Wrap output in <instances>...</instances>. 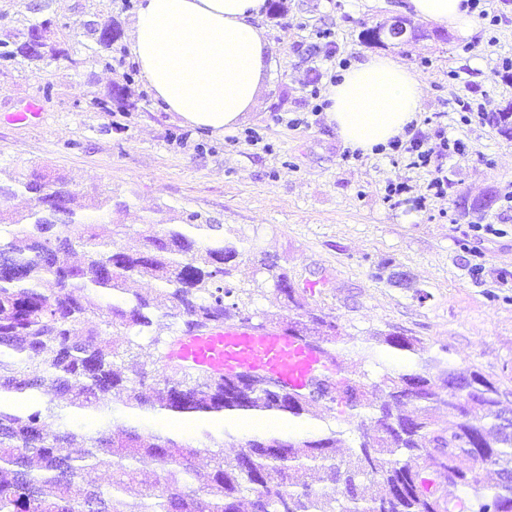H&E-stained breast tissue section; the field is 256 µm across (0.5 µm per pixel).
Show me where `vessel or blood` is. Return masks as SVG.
<instances>
[{"instance_id":"obj_1","label":"vessel or blood","mask_w":512,"mask_h":512,"mask_svg":"<svg viewBox=\"0 0 512 512\" xmlns=\"http://www.w3.org/2000/svg\"><path fill=\"white\" fill-rule=\"evenodd\" d=\"M169 357L217 375L255 372L292 389L303 387L312 374L332 364L322 348L279 328L232 322L199 336L180 337Z\"/></svg>"}]
</instances>
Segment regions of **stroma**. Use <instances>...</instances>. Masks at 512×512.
I'll list each match as a JSON object with an SVG mask.
<instances>
[{
    "instance_id": "stroma-1",
    "label": "stroma",
    "mask_w": 512,
    "mask_h": 512,
    "mask_svg": "<svg viewBox=\"0 0 512 512\" xmlns=\"http://www.w3.org/2000/svg\"><path fill=\"white\" fill-rule=\"evenodd\" d=\"M496 27L478 20L473 34L420 22V38L363 43L365 27L406 17L405 0H283L259 24L272 51V68L257 107L223 136L184 125L149 91L128 47L135 7L126 0H0V26L18 30L51 20L50 39L65 57L17 59L0 66V164L37 163L87 190L124 201L112 221L145 229L147 218L179 223L183 214L223 225L244 250L239 277L254 288L258 314L287 317L261 260L287 270L306 306L335 316L344 350L335 355L343 376L379 380L411 368L403 353L358 350L379 331L421 338L442 380L448 365L471 368L512 400V140L492 122L512 103V0H487ZM110 22L120 32L100 51L87 21ZM330 30L335 58L317 50L316 31ZM395 53L425 84L421 117L429 136L460 140L459 154L441 159L445 197L417 206L431 178L392 150L345 159L335 130L318 116L308 128L286 118L310 111L305 88L311 68L326 77L340 59ZM127 88L132 107L109 112L92 103L111 88ZM474 111L461 123V105ZM34 107L37 119L18 120ZM260 141L250 146L245 132ZM405 181L411 193L385 201L387 182ZM492 195L488 208L464 211L462 197ZM494 225L491 234L480 232ZM336 430L339 452L358 443L355 419L332 411L289 427L292 435Z\"/></svg>"
}]
</instances>
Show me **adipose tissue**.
Instances as JSON below:
<instances>
[{"instance_id":"ef3b65f1","label":"adipose tissue","mask_w":512,"mask_h":512,"mask_svg":"<svg viewBox=\"0 0 512 512\" xmlns=\"http://www.w3.org/2000/svg\"><path fill=\"white\" fill-rule=\"evenodd\" d=\"M266 0H140L129 51L155 99L186 125L223 135L256 103L271 67L256 21ZM411 14L468 36V0H408ZM420 76L394 53L369 54L328 88L327 122L361 154L400 137L417 120Z\"/></svg>"}]
</instances>
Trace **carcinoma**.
Returning a JSON list of instances; mask_svg holds the SVG:
<instances>
[{"label": "carcinoma", "instance_id": "obj_1", "mask_svg": "<svg viewBox=\"0 0 512 512\" xmlns=\"http://www.w3.org/2000/svg\"><path fill=\"white\" fill-rule=\"evenodd\" d=\"M11 35L20 32L0 30V59L60 54L49 42L17 50ZM493 123L512 139V104ZM20 194L32 201L25 212L8 206ZM114 206L124 202L43 168L0 166V512H512V423L503 393L477 370L450 364L440 385L423 369L370 384L347 378L339 396L321 383L295 390L185 368L168 376L139 362L146 353L166 357L194 328L252 323L253 292L236 280L242 251L224 225L191 214L129 246L124 224L109 238L98 231ZM264 269L301 314L262 323L328 351L343 341L333 317L303 310L288 272ZM144 278L155 282L153 293H130L128 282ZM160 319L168 320L164 335L153 333ZM375 340L413 355L426 350L397 331ZM337 408L376 424L344 460L332 429L257 432L227 460L209 432L185 438L126 424L163 413L302 419ZM440 409L446 426L433 419ZM91 470L109 472L107 484L86 482ZM428 472L457 493L424 494Z\"/></svg>", "mask_w": 512, "mask_h": 512}]
</instances>
